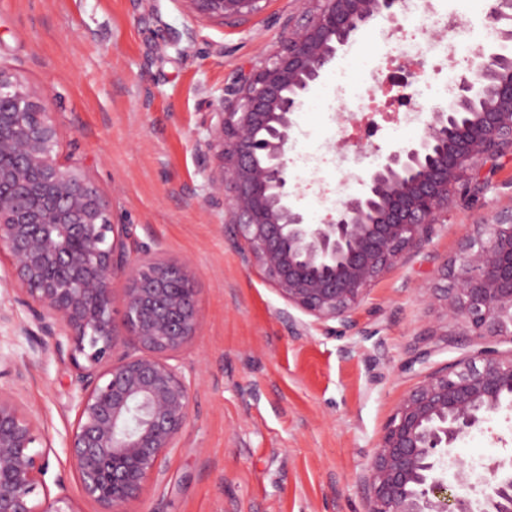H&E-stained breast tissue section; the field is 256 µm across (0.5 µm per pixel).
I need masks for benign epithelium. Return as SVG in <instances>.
I'll list each match as a JSON object with an SVG mask.
<instances>
[{"instance_id":"obj_1","label":"benign epithelium","mask_w":512,"mask_h":512,"mask_svg":"<svg viewBox=\"0 0 512 512\" xmlns=\"http://www.w3.org/2000/svg\"><path fill=\"white\" fill-rule=\"evenodd\" d=\"M212 21L238 22L263 0H185ZM281 44L224 89L197 150L212 161L208 201L221 206L242 264L257 267L286 304L315 321L351 326L371 287L421 251L463 188L512 151V14L489 17L500 39L476 53L474 77L436 105L424 133L387 153L359 179L336 215L310 224L293 203L288 150L294 115L352 37L404 0H320ZM54 113L0 68V254L12 271L0 288L19 292L57 358L75 370L76 423L69 448L84 497L99 512H126L145 483L166 471L190 417L180 362L201 327L189 266L157 243L112 223L101 191L58 158ZM446 315L477 349L433 369L404 396L367 466L369 512H512V470L498 462L477 478L481 497L448 493L469 480L454 445L494 415L512 411V214L476 224L445 265ZM125 281L123 325L113 285ZM45 433L0 396V512H77L57 481L44 480ZM43 498H37V489Z\"/></svg>"}]
</instances>
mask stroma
<instances>
[{"label": "stroma", "mask_w": 512, "mask_h": 512, "mask_svg": "<svg viewBox=\"0 0 512 512\" xmlns=\"http://www.w3.org/2000/svg\"><path fill=\"white\" fill-rule=\"evenodd\" d=\"M311 8L310 0H267L259 14L217 24L189 13L184 0H0V67L55 113L60 157L90 176L113 223L161 242L196 277L203 324L186 355L190 420L168 452L164 481H148L126 512H368L367 464L397 403L427 368L470 350L430 291L449 287L443 265L474 225L512 210V155L483 190L457 199L422 251L372 286L354 327L335 334L313 321L298 332L281 317L285 302L242 265L225 211L207 203V162L195 149L205 113ZM389 25L370 23L339 54L355 59L345 77L365 89L382 67L373 103L317 87L294 116L292 153L325 157L313 175L289 167L300 187L294 204L309 223L336 211L322 188H360L332 162L340 139L347 155L363 150L366 171L423 132L399 122L403 89L388 64L396 44L379 36ZM188 27L195 43L182 35ZM0 308L17 316L0 325V360L25 370L0 380V395L49 438L47 482L63 479L76 512H96L71 469L72 367L16 295L0 292ZM424 350L428 365L413 364ZM455 448L475 478L476 462L511 460L512 412Z\"/></svg>", "instance_id": "1"}]
</instances>
